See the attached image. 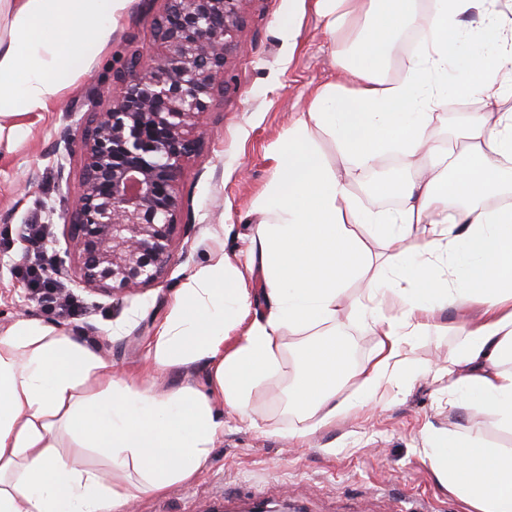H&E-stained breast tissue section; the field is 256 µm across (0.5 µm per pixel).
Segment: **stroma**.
<instances>
[{"mask_svg": "<svg viewBox=\"0 0 512 512\" xmlns=\"http://www.w3.org/2000/svg\"><path fill=\"white\" fill-rule=\"evenodd\" d=\"M162 9L163 0H131L104 47L72 61L67 85L48 111L12 117L18 127L14 144L0 151V330L21 318L62 325L118 372L158 395L181 388L206 390V365L154 371L150 344L178 288L195 269L223 256L244 265L247 234L260 220L256 207L272 177L271 154L306 110L314 89L340 78L336 45L325 31L317 0H249L240 33L247 49L233 56L229 66L236 90L214 100L202 128V150L184 164L177 181L190 211L175 230L173 258L164 276L114 298L83 288L73 277L61 286L63 295L76 302V312H48L22 272L34 251H47L55 259L70 247L61 219L70 200L59 173L67 171L69 180L77 181L80 161L72 159L63 170L57 165V143L78 135L64 115L104 108L113 77L131 50L153 51L151 26ZM31 224L46 225L42 242L20 236V228ZM480 313L476 302L462 312L444 311L438 329L416 337L409 348L417 376L395 389L387 402L355 408L300 441L283 436L308 424L288 407L299 350L326 337L344 344L349 370L340 376L336 395L354 397L357 373L372 357L378 338L348 319L284 333L280 369L252 396L249 420L214 401L224 433L205 468L166 493L139 494L133 512H212L218 506L237 512L250 503L282 501L299 512H397L414 499L426 501L432 512H466L423 455L424 429L463 433L476 423L482 438L501 448H512V433L476 407L449 406L446 385L420 370L447 366L465 321Z\"/></svg>", "mask_w": 512, "mask_h": 512, "instance_id": "35a3bbf8", "label": "stroma"}]
</instances>
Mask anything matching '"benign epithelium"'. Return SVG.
Here are the masks:
<instances>
[{"label": "benign epithelium", "mask_w": 512, "mask_h": 512, "mask_svg": "<svg viewBox=\"0 0 512 512\" xmlns=\"http://www.w3.org/2000/svg\"><path fill=\"white\" fill-rule=\"evenodd\" d=\"M250 0H164L152 37L155 55L134 50L114 81L119 91L83 120L80 175L64 216L82 285L111 296L148 287L165 273L185 202L176 189L182 166L201 146L199 130L215 97L228 94L231 58Z\"/></svg>", "instance_id": "1"}]
</instances>
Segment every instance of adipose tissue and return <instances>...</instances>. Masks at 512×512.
Wrapping results in <instances>:
<instances>
[{
	"mask_svg": "<svg viewBox=\"0 0 512 512\" xmlns=\"http://www.w3.org/2000/svg\"><path fill=\"white\" fill-rule=\"evenodd\" d=\"M130 0H0L13 15L0 39V148L10 147L22 112L57 100L62 74L79 55L104 45ZM337 46L336 67L349 83L319 86L274 157L260 204L262 220L247 268L259 269L265 312L225 348V333L250 308L238 268L227 258L189 275L161 325L151 356L156 368L206 364L205 394L163 397L129 383L74 333L36 319L0 332V512H131L135 491L112 470L135 465L141 491L167 492L205 467L224 423L211 405L223 400L249 419L253 393L276 371L283 332L335 322L339 314L372 320L379 341L358 373L365 402H382L408 370L407 348L438 311L479 300L481 317L466 330L450 376L461 406L475 405L512 432V203L490 204L504 161L512 160V18L499 0H319ZM478 12L490 53L461 48L463 17ZM419 39L405 73L388 65L408 33ZM482 95L488 111L467 118L470 149L435 140L432 122L449 91ZM330 137L357 168L389 151L430 157L429 178L393 187L389 211L361 207L350 178L328 167L318 147ZM386 245L381 275L350 298L346 282L367 262L354 225ZM345 348L309 345L296 368L289 406L330 426L355 408L337 398ZM424 455L438 480L468 512H512V449L475 432L425 437ZM77 448L108 452L111 471L78 465Z\"/></svg>",
	"mask_w": 512,
	"mask_h": 512,
	"instance_id": "adipose-tissue-1",
	"label": "adipose tissue"
}]
</instances>
